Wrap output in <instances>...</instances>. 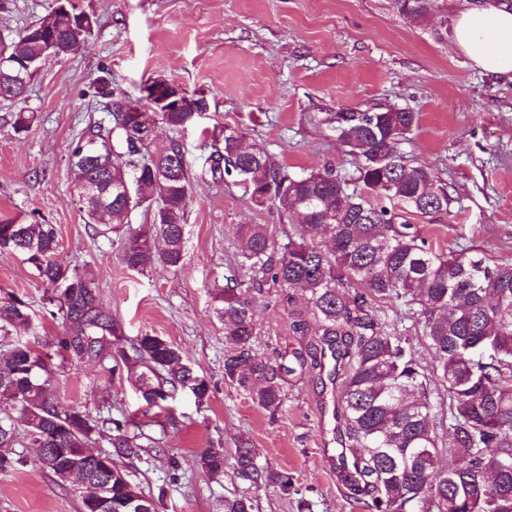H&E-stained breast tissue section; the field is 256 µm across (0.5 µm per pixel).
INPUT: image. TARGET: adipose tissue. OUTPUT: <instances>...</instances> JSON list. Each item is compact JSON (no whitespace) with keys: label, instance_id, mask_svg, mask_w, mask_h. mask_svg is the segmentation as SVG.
I'll return each instance as SVG.
<instances>
[{"label":"adipose tissue","instance_id":"1","mask_svg":"<svg viewBox=\"0 0 512 512\" xmlns=\"http://www.w3.org/2000/svg\"><path fill=\"white\" fill-rule=\"evenodd\" d=\"M453 43L481 70L512 80V9L488 4L461 12Z\"/></svg>","mask_w":512,"mask_h":512}]
</instances>
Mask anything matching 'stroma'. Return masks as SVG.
I'll return each instance as SVG.
<instances>
[{
    "label": "stroma",
    "instance_id": "1",
    "mask_svg": "<svg viewBox=\"0 0 512 512\" xmlns=\"http://www.w3.org/2000/svg\"><path fill=\"white\" fill-rule=\"evenodd\" d=\"M93 27L66 58H48L24 103L0 99V222L53 225L61 262L85 271L111 310L124 343L151 334L183 352L210 385L205 403L178 392L159 421L143 426L138 457H114L135 490L160 498L159 512H222L226 496L249 498L253 512H365L346 495L336 467L334 411L340 390L332 359L322 369L303 356L320 337L298 291L266 283L249 288L238 265L241 224L269 225L279 242L299 234L275 207L255 204L244 185L205 178L194 183L186 216L185 266L137 271L126 266L113 234L85 223L70 180L72 141L107 111L94 86L112 75L115 93L138 97L151 78L174 81L205 98L209 109L181 133L192 169L223 139L224 127L263 147L289 174L330 166L353 172L356 158L336 139L337 112L395 106L419 121L402 144L405 160L432 168L448 184L447 213L416 218L433 247H463L491 260L512 259V82L477 68L451 41L462 10L480 0H436L413 21L392 0H71ZM54 0H0V43L43 17ZM36 119L12 127L13 112ZM235 278L256 309V349L284 365L276 415L224 378V326L214 312V285ZM51 290L23 258L0 254V299L30 306L34 328L0 335V349L39 344L55 353L62 317ZM57 402L91 417L124 419L143 402L126 376L96 362H57ZM254 448L259 468L291 476L294 492L240 477L239 446ZM224 451L223 475L196 460ZM0 473V512H82L72 486L43 471L34 449ZM305 510H298V502Z\"/></svg>",
    "mask_w": 512,
    "mask_h": 512
}]
</instances>
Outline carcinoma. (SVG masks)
<instances>
[{"instance_id":"carcinoma-1","label":"carcinoma","mask_w":512,"mask_h":512,"mask_svg":"<svg viewBox=\"0 0 512 512\" xmlns=\"http://www.w3.org/2000/svg\"><path fill=\"white\" fill-rule=\"evenodd\" d=\"M433 0H393L415 20ZM70 17L54 7L21 29L0 56L42 62L79 49L68 41ZM54 33L56 49L46 46ZM95 94L106 99L109 120L90 123L70 150L72 182L86 181L93 196L80 200L94 227L118 233L138 208L151 216L146 231L123 237V259L132 269L179 270L184 266L186 210L197 175L177 140L162 151L141 137L151 121L181 131L196 122L191 112H125L132 99L114 96L108 78L97 79ZM418 123L415 112L394 106L336 113V137L359 161L351 174L325 167L292 177L264 148L242 146L241 135L224 127V147L206 159L211 176L235 179L258 205L287 215L298 239L280 244L266 224H240L245 241L239 265L271 274L282 288L298 289L322 329L321 344L344 371L337 402L340 420L337 461L354 497H366L369 512H512V471L497 473V459L512 456V262H490L463 248L447 255L428 244L410 218L448 212V184L433 169L410 165L400 145ZM138 186L133 200L119 192L123 180ZM59 243L51 224L0 222V253H19L37 277L55 291L64 331L56 346L73 362L87 359L129 363L141 368L138 390L144 417L179 390L200 403L209 398L206 379L184 362L179 347L145 334L128 354L112 314L102 306L94 282L76 266L56 260ZM218 318L224 322V377L248 392L253 402L275 414L282 405V365L258 354L255 312L240 284L228 279L215 289ZM400 304L415 320L433 354L428 370L383 305ZM9 328L28 329L24 301L0 304ZM45 355L29 344L0 352V400L18 415L0 416V469L20 459L13 448L23 438L34 448H63L82 456L91 482L97 477L91 444L109 431L119 456L137 455L138 434L129 421L103 424L77 408L59 405ZM448 394V442L438 430L432 401ZM140 427V423L131 424ZM252 448L236 449V471L248 479L271 480L291 493L286 473L263 474ZM200 468L224 473V449L209 448ZM129 494L112 475L111 505L104 512H155L152 499ZM224 512H252L244 496L224 498Z\"/></svg>"}]
</instances>
